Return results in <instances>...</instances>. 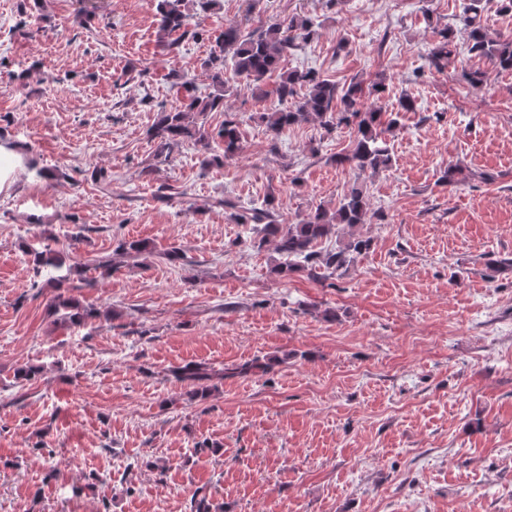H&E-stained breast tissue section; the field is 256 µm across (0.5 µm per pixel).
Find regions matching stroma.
I'll use <instances>...</instances> for the list:
<instances>
[{"label":"stroma","instance_id":"1","mask_svg":"<svg viewBox=\"0 0 512 512\" xmlns=\"http://www.w3.org/2000/svg\"><path fill=\"white\" fill-rule=\"evenodd\" d=\"M468 4L220 0L193 17L208 38L169 54L153 0H0V128L28 149L0 192V512H191L200 491L224 512H512V269L487 267L512 259V74L464 80L481 65ZM279 16L316 30L284 70L341 85L385 76L387 110L414 99L386 136L389 168L339 163L351 127L272 135L258 116L275 98L245 89L206 118L239 122L223 167H203L191 140L156 156L147 131L180 83L212 90L210 37ZM444 26L457 51L440 73L428 53ZM456 164L465 180L442 184ZM355 184L383 218L363 226L372 246L332 288L277 276L282 255L253 248L232 218L271 202L295 224ZM71 223L82 238L63 237ZM48 232L70 265L147 243L109 277L70 275L110 318L54 324L50 274L20 249ZM174 246L185 260L163 259ZM271 358L270 373L225 378L204 402L173 375ZM23 365L42 373L17 382ZM203 439L222 455L195 452ZM83 472L99 481L74 492Z\"/></svg>","mask_w":512,"mask_h":512}]
</instances>
